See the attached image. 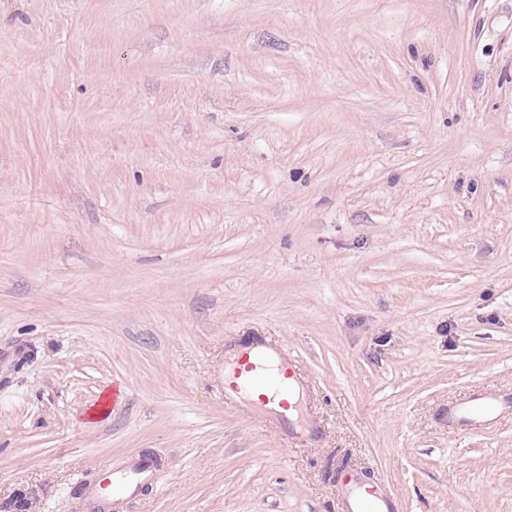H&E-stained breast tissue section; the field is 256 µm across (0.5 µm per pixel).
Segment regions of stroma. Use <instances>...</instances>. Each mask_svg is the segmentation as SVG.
I'll return each mask as SVG.
<instances>
[{
	"mask_svg": "<svg viewBox=\"0 0 512 512\" xmlns=\"http://www.w3.org/2000/svg\"><path fill=\"white\" fill-rule=\"evenodd\" d=\"M294 356L315 439L224 362ZM120 397L102 418L105 393ZM512 0H0V512H512ZM512 410V398L493 392H480L449 407L445 412L448 427L477 430L502 413ZM156 471L157 463L152 457L133 454L120 467L101 469L98 478L84 482L73 497L81 512H121L129 500L154 485ZM106 487L110 488L109 493ZM343 487L344 512H394L386 494L367 484L357 472L344 475Z\"/></svg>",
	"mask_w": 512,
	"mask_h": 512,
	"instance_id": "stroma-1",
	"label": "stroma"
}]
</instances>
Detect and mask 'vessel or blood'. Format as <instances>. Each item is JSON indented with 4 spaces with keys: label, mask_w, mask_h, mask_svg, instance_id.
<instances>
[{
    "label": "vessel or blood",
    "mask_w": 512,
    "mask_h": 512,
    "mask_svg": "<svg viewBox=\"0 0 512 512\" xmlns=\"http://www.w3.org/2000/svg\"><path fill=\"white\" fill-rule=\"evenodd\" d=\"M224 369L231 390L289 423V441L299 440L291 422L305 410V382L293 359L269 349L258 351L247 346L225 361ZM509 410L512 398L480 392L449 407L445 417L450 428L477 430ZM156 471V461L139 453L128 456L120 467L101 469L97 479L84 482L75 495L80 512H121L129 500L154 485ZM343 487L345 512H393L386 494L367 484L358 473H346Z\"/></svg>",
    "instance_id": "vessel-or-blood-1"
}]
</instances>
